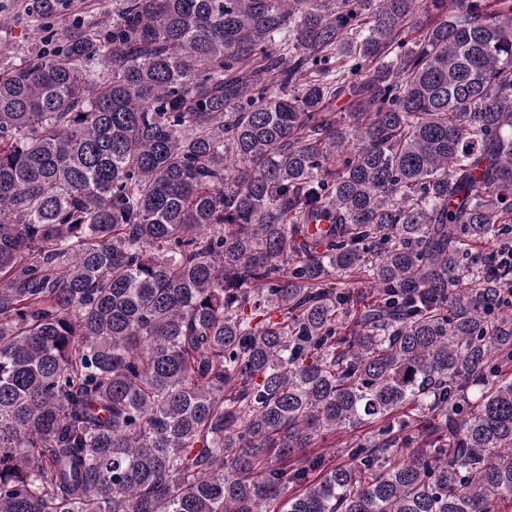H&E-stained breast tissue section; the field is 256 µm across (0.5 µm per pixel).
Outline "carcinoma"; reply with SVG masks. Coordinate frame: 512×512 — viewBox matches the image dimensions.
<instances>
[{
    "label": "carcinoma",
    "instance_id": "1",
    "mask_svg": "<svg viewBox=\"0 0 512 512\" xmlns=\"http://www.w3.org/2000/svg\"><path fill=\"white\" fill-rule=\"evenodd\" d=\"M55 36L0 47V512L512 501V0ZM366 428L359 429L357 431H345L343 433H339L336 435V439L330 438L327 442L317 441L310 448H301V452L303 454H322L325 456V459L330 464L343 463L347 461V457L343 456L340 448H344V443L349 442L353 438L358 435L364 434L367 432ZM334 443H336L335 448H330Z\"/></svg>",
    "mask_w": 512,
    "mask_h": 512
}]
</instances>
